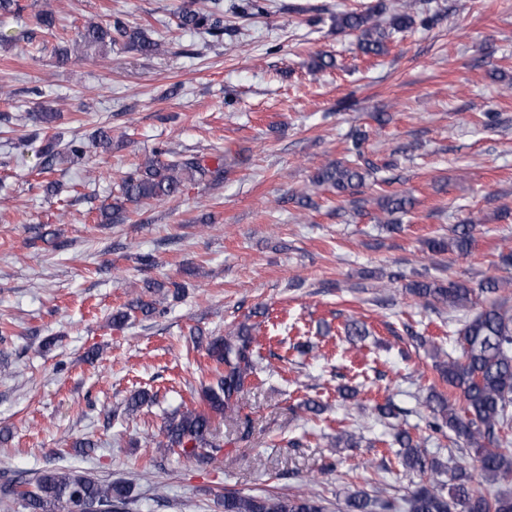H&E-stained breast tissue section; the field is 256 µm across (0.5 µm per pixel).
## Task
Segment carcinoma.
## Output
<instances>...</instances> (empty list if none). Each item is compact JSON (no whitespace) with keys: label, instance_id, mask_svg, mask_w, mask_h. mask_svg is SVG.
<instances>
[{"label":"carcinoma","instance_id":"1","mask_svg":"<svg viewBox=\"0 0 512 512\" xmlns=\"http://www.w3.org/2000/svg\"><path fill=\"white\" fill-rule=\"evenodd\" d=\"M413 3L401 5L388 22L381 17L386 5L379 3L365 13H344L336 17V27L358 33L359 48L365 55L379 56L387 51L386 42L394 32L414 25ZM178 26L211 37L224 31V10L216 8L200 13L185 10L179 13ZM53 13L43 10L36 15V28L22 38L31 41L36 32L54 34ZM78 40L87 47L107 48L119 43L148 56L160 52L159 41L144 29L130 28L116 20L91 23L78 33ZM364 136L352 138L347 157L323 168L317 180L337 195H354L375 167L363 157ZM87 146L72 140L62 149L50 141L39 151L40 172L50 173L59 158L81 161ZM224 177V168H211L194 156L175 154L162 147L154 150L133 172L121 177L112 186V204L100 211V223L120 224L125 220L126 204H147L171 199L180 194L187 183L215 182ZM412 205L403 194L390 193L377 198V206L392 216ZM475 224H459L452 235L430 241L435 253L447 251L464 255L469 252ZM165 285L152 280L143 283V291L132 299L126 309L112 314V326L122 328L130 313L138 310L145 316L156 313L158 301L145 300L147 294H157ZM512 288V278L490 277L480 287H469L462 281L441 279L414 280L405 291L425 307L441 306L455 312H468L484 295L493 300L484 304L463 321L458 330L459 355L445 356L435 363L439 379L448 384V392L433 387L426 397L434 431L448 429L457 440L473 452L471 462L454 467L439 459H428L411 434L401 429L394 435L399 445L397 455L402 465L420 475V482L401 501L381 499L367 490H359L345 498L343 512H512V494L493 492L474 486L472 470L491 484L512 479V312L505 306L501 293ZM253 326L242 324L236 331L217 336L207 343L206 354L215 362V382L204 388L207 409L186 410L166 418L164 439L157 451L179 454L190 461L212 464L221 451L213 441L214 418H229L248 434L249 418L241 417L240 396L247 378L256 373L262 360L254 345ZM451 472V484L439 480L445 471ZM130 490L120 481L101 482L75 470H47L30 479L23 474L0 490V501L19 502L27 512H128ZM326 499L317 492L304 495L285 493L224 494V512H326Z\"/></svg>","mask_w":512,"mask_h":512}]
</instances>
